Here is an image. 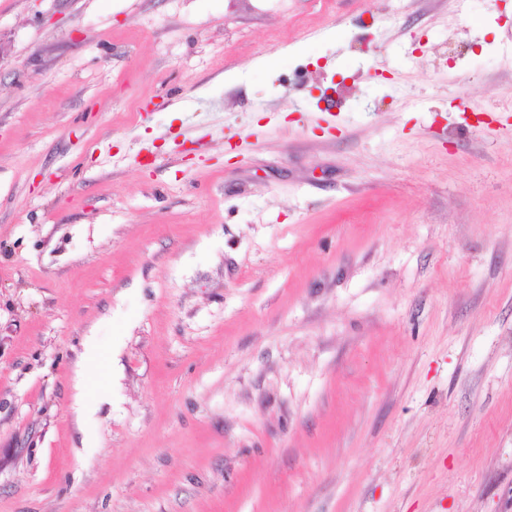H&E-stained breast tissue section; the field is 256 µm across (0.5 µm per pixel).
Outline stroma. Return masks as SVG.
Here are the masks:
<instances>
[{"mask_svg": "<svg viewBox=\"0 0 512 512\" xmlns=\"http://www.w3.org/2000/svg\"><path fill=\"white\" fill-rule=\"evenodd\" d=\"M0 512H512V0H0Z\"/></svg>", "mask_w": 512, "mask_h": 512, "instance_id": "35a3bbf8", "label": "stroma"}]
</instances>
